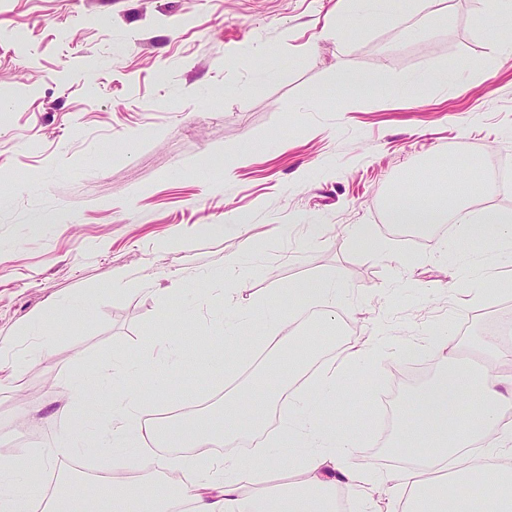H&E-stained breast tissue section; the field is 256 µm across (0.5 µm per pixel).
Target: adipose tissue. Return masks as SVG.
Masks as SVG:
<instances>
[{"label": "adipose tissue", "instance_id": "ef3b65f1", "mask_svg": "<svg viewBox=\"0 0 512 512\" xmlns=\"http://www.w3.org/2000/svg\"><path fill=\"white\" fill-rule=\"evenodd\" d=\"M477 17L498 58L512 57V0H478ZM497 183L476 176L469 162L452 165L443 186L426 192L399 189L389 206L391 223L429 227L455 223L452 249L472 239L497 242L499 266L512 265V210L492 205ZM339 288L325 280H303L288 289L289 308L274 305L263 315L264 339L275 351L299 344L296 321L310 307L323 309L335 323ZM428 343L445 368L437 379L413 390L397 420L391 444L397 452L413 451L410 464L383 475L356 471L351 465L355 441L320 424L319 402L335 395L344 373L367 371L386 356L385 340L373 333L349 346L340 363L328 365L305 388L269 389L265 401L281 404L285 415L279 432L260 453L248 459L208 457L198 480L189 487L176 483V465L162 456L146 454L147 442L170 448H207L226 438L258 434L263 415L253 411V392L244 390L226 399L224 418L215 421L190 410L180 426L168 419L141 422V399L119 375L104 388L95 373L67 378L70 402L62 415L66 426L49 448L18 449L11 464H0V512H31L42 490L20 481V471H44L83 444L85 413L99 407L105 396L116 405L104 436L114 461L115 478L84 481L61 493L48 512H176L189 502L191 512H336V490L357 493L387 488L396 512H512V344L494 336L485 348L488 368L454 364L452 326L432 331ZM467 413H460V406ZM292 448L283 459L281 448ZM140 461L153 480L119 478L126 462ZM295 472V483L279 493L248 494L256 483L282 469Z\"/></svg>", "mask_w": 512, "mask_h": 512}]
</instances>
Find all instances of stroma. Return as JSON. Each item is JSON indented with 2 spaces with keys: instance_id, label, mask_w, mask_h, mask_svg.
Returning a JSON list of instances; mask_svg holds the SVG:
<instances>
[{
  "instance_id": "obj_1",
  "label": "stroma",
  "mask_w": 512,
  "mask_h": 512,
  "mask_svg": "<svg viewBox=\"0 0 512 512\" xmlns=\"http://www.w3.org/2000/svg\"><path fill=\"white\" fill-rule=\"evenodd\" d=\"M336 0H0V365L34 354L21 390L0 385V448L51 444L65 422L66 377L113 360H158L154 337L181 356L159 386L131 375L152 413L279 385L261 322L250 351L223 358L230 314L279 303L295 281L331 278L351 341L381 326L396 348L345 375L323 421L345 419L352 464H409L382 430L381 395L401 407L442 370L428 333L459 324L465 357L512 320V267L469 298L445 235L392 234L386 199L434 159L487 175L512 163V61L499 62L475 0H392L372 23L324 38ZM368 86L337 91L338 71ZM321 225L314 234L310 225ZM370 225L373 253L351 238ZM249 273L237 289L227 262ZM457 290H448V282Z\"/></svg>"
}]
</instances>
